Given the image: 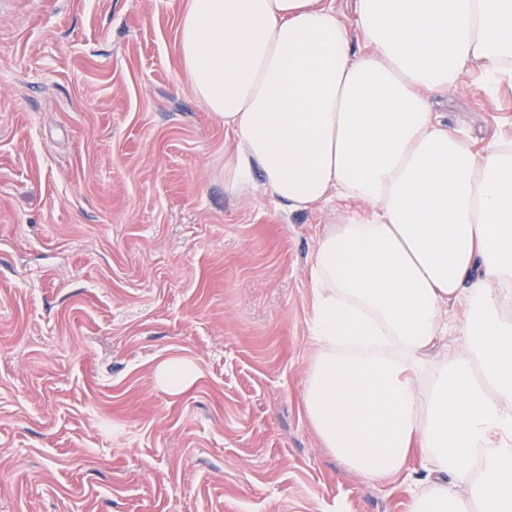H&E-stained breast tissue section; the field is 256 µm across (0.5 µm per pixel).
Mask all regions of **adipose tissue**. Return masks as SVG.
<instances>
[{"label":"adipose tissue","instance_id":"ef3b65f1","mask_svg":"<svg viewBox=\"0 0 512 512\" xmlns=\"http://www.w3.org/2000/svg\"><path fill=\"white\" fill-rule=\"evenodd\" d=\"M352 11L188 0L180 58L232 141L228 194L258 183L291 210L371 207L331 225L311 260L303 403L323 445L366 478L419 464L409 512H512V138L475 150L430 103L473 63L512 79V0ZM458 300L468 351L427 371Z\"/></svg>","mask_w":512,"mask_h":512}]
</instances>
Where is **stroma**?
Returning a JSON list of instances; mask_svg holds the SVG:
<instances>
[{
  "label": "stroma",
  "instance_id": "1",
  "mask_svg": "<svg viewBox=\"0 0 512 512\" xmlns=\"http://www.w3.org/2000/svg\"><path fill=\"white\" fill-rule=\"evenodd\" d=\"M186 5L0 0V512H409L413 477L350 471L302 405L313 252L370 207L225 193ZM433 109L475 147L512 136V83L479 66ZM171 358L196 367L179 393ZM194 374V365L184 359L165 360L156 369L158 382L174 392L181 390Z\"/></svg>",
  "mask_w": 512,
  "mask_h": 512
}]
</instances>
